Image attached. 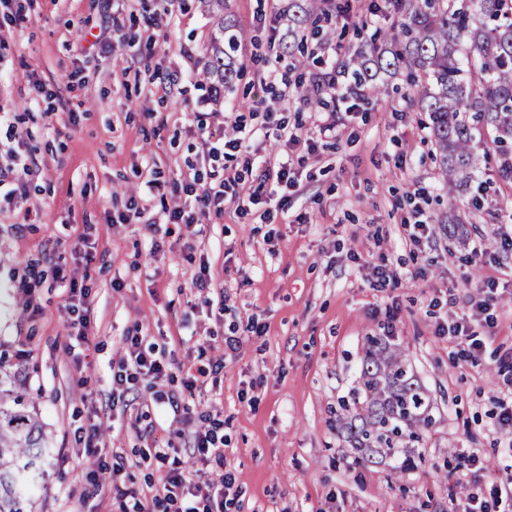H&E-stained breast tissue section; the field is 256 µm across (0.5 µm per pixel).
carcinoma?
Here are the masks:
<instances>
[{
  "instance_id": "obj_1",
  "label": "carcinoma",
  "mask_w": 512,
  "mask_h": 512,
  "mask_svg": "<svg viewBox=\"0 0 512 512\" xmlns=\"http://www.w3.org/2000/svg\"><path fill=\"white\" fill-rule=\"evenodd\" d=\"M200 3L216 29L205 46L203 75L218 93L240 72V37L226 0ZM332 6L333 0L296 4L288 19L290 37ZM397 8L400 17L380 31L383 46H363L340 67L351 71L356 87L373 80L374 69L406 73L409 105L427 114L448 183H471V143L485 126L495 133L499 173L511 181L512 0H397ZM22 373L23 355L0 350V512H30L32 491L44 477L36 402L16 385ZM352 399L348 415L339 419L351 451L370 462L391 459L401 472L418 468L433 403L389 337L368 338Z\"/></svg>"
}]
</instances>
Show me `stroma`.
I'll list each match as a JSON object with an SVG mask.
<instances>
[{"label":"stroma","instance_id":"stroma-1","mask_svg":"<svg viewBox=\"0 0 512 512\" xmlns=\"http://www.w3.org/2000/svg\"><path fill=\"white\" fill-rule=\"evenodd\" d=\"M244 37L243 73L213 99L203 47L212 20L199 0H0V344L25 355V381L38 396L46 454L32 512H98L103 485L75 442L95 423L99 441L128 462L127 483L158 482L170 468L156 439L183 415L221 420L224 467L238 495L224 512H462L468 495L487 500L491 485L512 487V450L499 426L512 401V181L501 180L493 131L472 144L482 191L448 186L426 115L409 106L404 75L379 73L366 85V110L347 111L325 95L301 97L312 76L337 63L396 20L375 0H348L335 36L304 43L303 65L285 53L287 0H229ZM274 70L269 83L261 78ZM231 133L244 117L255 152L292 153L287 221L241 222L195 208L178 236L154 239L147 222L184 202L189 168L219 181L236 161L203 160L195 113ZM333 115L336 133L317 119ZM286 118L313 150L277 137ZM142 218L119 223L131 199ZM427 237L412 243L415 220ZM194 245L192 259L181 252ZM484 256H475V248ZM401 273L398 287H373L375 265ZM207 268L210 288L192 279ZM90 292L94 340L68 336L57 269ZM496 276L490 317L478 316L482 283ZM227 296L224 314L207 299ZM407 353L428 389L435 424L423 465L358 463L336 430V409L350 398L367 337L386 333ZM468 319L483 344L478 361L462 357L445 326ZM258 320L262 335L248 332ZM140 327L145 351L177 363L161 385L168 401L132 402L138 424L112 402L113 360ZM239 337L236 359L195 396L182 387L198 339L212 357Z\"/></svg>","mask_w":512,"mask_h":512}]
</instances>
